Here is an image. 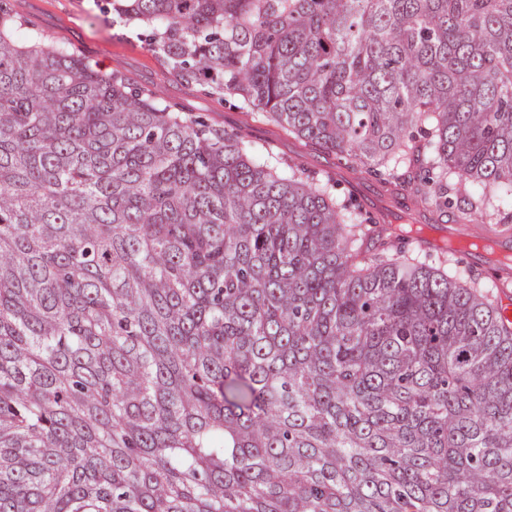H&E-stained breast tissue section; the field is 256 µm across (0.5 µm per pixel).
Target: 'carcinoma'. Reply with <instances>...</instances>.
<instances>
[{"label": "carcinoma", "mask_w": 512, "mask_h": 512, "mask_svg": "<svg viewBox=\"0 0 512 512\" xmlns=\"http://www.w3.org/2000/svg\"><path fill=\"white\" fill-rule=\"evenodd\" d=\"M171 69L512 230V0H112ZM0 4V512H512V322Z\"/></svg>", "instance_id": "carcinoma-1"}]
</instances>
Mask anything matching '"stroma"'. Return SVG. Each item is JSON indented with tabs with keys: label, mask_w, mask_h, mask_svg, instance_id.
<instances>
[{
	"label": "stroma",
	"mask_w": 512,
	"mask_h": 512,
	"mask_svg": "<svg viewBox=\"0 0 512 512\" xmlns=\"http://www.w3.org/2000/svg\"><path fill=\"white\" fill-rule=\"evenodd\" d=\"M8 3L50 40L67 45L101 71L123 73L134 86L154 91L172 108L202 116L210 128L240 132L245 139L272 145L279 157H300L316 171L332 172L339 181L340 191L353 194L366 211H389L393 225L411 228L405 208L381 196L377 176L365 172L353 174L335 156L317 150L302 151L295 139L266 118L242 126L239 101L176 74L153 51L146 28L113 19L110 0H8ZM458 214L454 206L445 211V234L466 238L467 244L462 248L464 262L476 276H485L496 260L495 255L474 247L476 241L484 238L485 227L458 223Z\"/></svg>",
	"instance_id": "35a3bbf8"
}]
</instances>
